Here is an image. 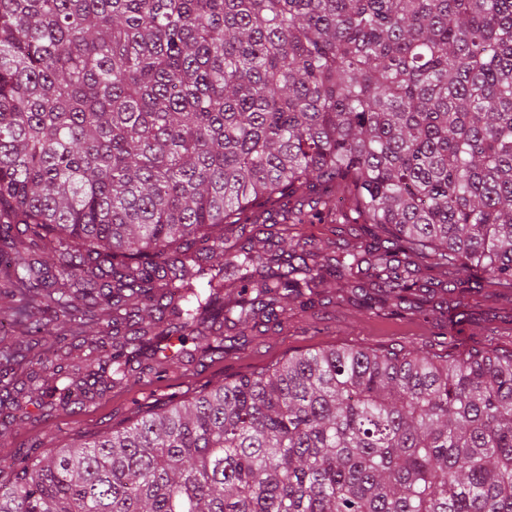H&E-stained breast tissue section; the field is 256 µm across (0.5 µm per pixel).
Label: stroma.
<instances>
[{"label":"stroma","mask_w":512,"mask_h":512,"mask_svg":"<svg viewBox=\"0 0 512 512\" xmlns=\"http://www.w3.org/2000/svg\"><path fill=\"white\" fill-rule=\"evenodd\" d=\"M448 299L447 293L439 291L432 300L433 312L394 315L363 308L350 293L328 284L314 305H289L287 314L249 332L224 359L204 365L183 359L164 382L135 381L112 389L76 413L59 410L48 417L38 410L39 393L30 394L24 400L28 417L0 434V456L15 454L46 438L58 446L72 437L89 438L121 427L137 409L153 405L161 395V384L188 398L203 383L257 372L298 352L333 347L379 352L420 347L441 358L472 349L512 353V291L484 288L473 293L463 322L454 327L449 326V312L443 307Z\"/></svg>","instance_id":"stroma-1"}]
</instances>
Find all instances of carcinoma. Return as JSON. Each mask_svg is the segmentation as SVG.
Wrapping results in <instances>:
<instances>
[{"instance_id": "cac0c4a2", "label": "carcinoma", "mask_w": 512, "mask_h": 512, "mask_svg": "<svg viewBox=\"0 0 512 512\" xmlns=\"http://www.w3.org/2000/svg\"><path fill=\"white\" fill-rule=\"evenodd\" d=\"M352 213L368 238L290 236ZM332 280L512 289V0H0L4 425ZM0 512H512V354L301 353L0 459Z\"/></svg>"}]
</instances>
